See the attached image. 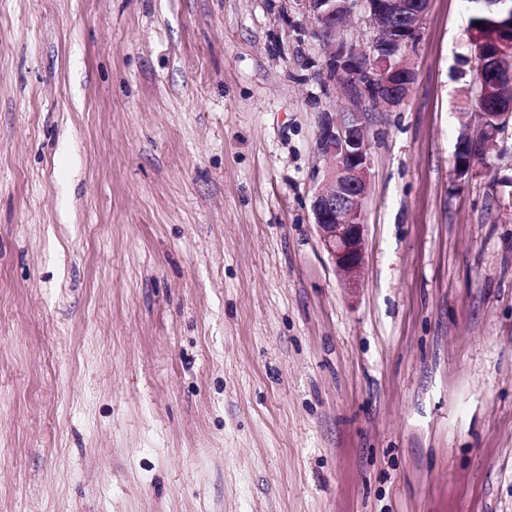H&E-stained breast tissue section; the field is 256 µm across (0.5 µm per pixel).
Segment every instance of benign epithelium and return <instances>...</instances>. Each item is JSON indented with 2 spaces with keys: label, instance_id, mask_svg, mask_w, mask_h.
Instances as JSON below:
<instances>
[{
  "label": "benign epithelium",
  "instance_id": "obj_1",
  "mask_svg": "<svg viewBox=\"0 0 512 512\" xmlns=\"http://www.w3.org/2000/svg\"><path fill=\"white\" fill-rule=\"evenodd\" d=\"M313 14L325 51L324 78L339 89L340 112L321 115L317 153L327 162L322 169L311 208L322 245L347 287L356 288L364 268L365 227L362 203L370 180V127L378 104L398 106L414 73L403 69L404 56L417 39L429 0H305ZM503 17L499 37L476 56L479 69H496L512 60V0H494ZM375 32L370 48L361 51L344 38L358 4ZM480 133L465 136L482 152L512 122V100L505 111L486 124L479 116Z\"/></svg>",
  "mask_w": 512,
  "mask_h": 512
}]
</instances>
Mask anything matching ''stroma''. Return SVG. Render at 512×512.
<instances>
[{
  "label": "stroma",
  "mask_w": 512,
  "mask_h": 512,
  "mask_svg": "<svg viewBox=\"0 0 512 512\" xmlns=\"http://www.w3.org/2000/svg\"><path fill=\"white\" fill-rule=\"evenodd\" d=\"M467 0L378 107L365 265L311 210L305 0H0V512H512V127ZM510 118V120H509ZM480 120V133L475 138L471 135L465 134V140L471 145L473 149H477L481 154L484 151V145L487 143L489 137L496 138L504 126H508L512 120V99L507 103L504 112L498 113L494 116L493 126L486 124L483 113L479 116Z\"/></svg>",
  "instance_id": "1"
}]
</instances>
